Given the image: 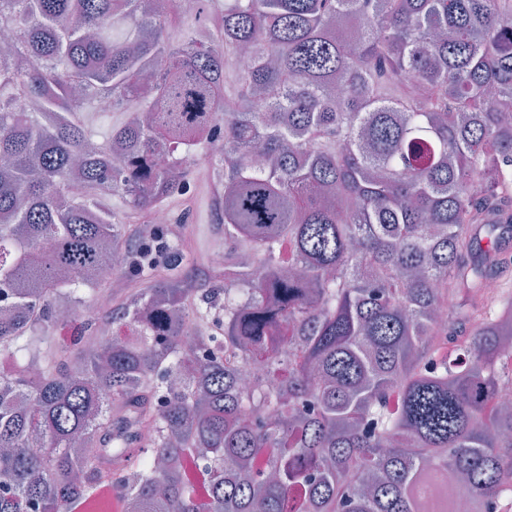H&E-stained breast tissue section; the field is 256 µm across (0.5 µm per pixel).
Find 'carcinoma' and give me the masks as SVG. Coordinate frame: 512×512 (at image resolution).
<instances>
[{
    "label": "carcinoma",
    "mask_w": 512,
    "mask_h": 512,
    "mask_svg": "<svg viewBox=\"0 0 512 512\" xmlns=\"http://www.w3.org/2000/svg\"><path fill=\"white\" fill-rule=\"evenodd\" d=\"M1 32L0 356L31 360L0 371V512H74L114 455L138 512H422L432 472L470 512L512 501V281L435 317L503 268L512 0H0ZM104 100L125 119L101 143ZM199 154L248 389L153 223ZM141 220L163 245L133 256ZM62 296L122 329L50 343ZM124 118L123 112H89L86 119L87 128L102 139L113 124H118Z\"/></svg>",
    "instance_id": "obj_1"
}]
</instances>
